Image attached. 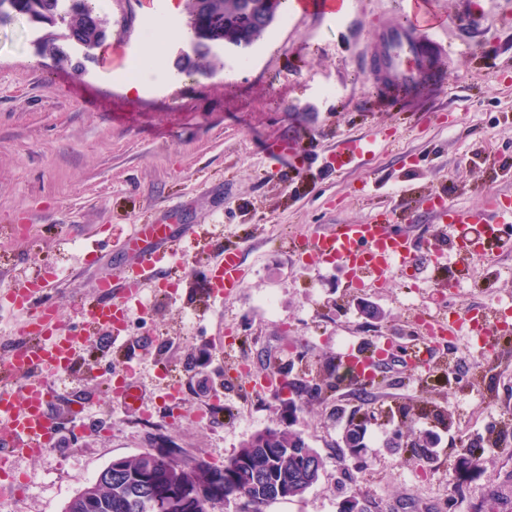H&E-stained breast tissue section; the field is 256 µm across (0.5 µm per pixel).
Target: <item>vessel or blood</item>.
Instances as JSON below:
<instances>
[{
  "mask_svg": "<svg viewBox=\"0 0 512 512\" xmlns=\"http://www.w3.org/2000/svg\"><path fill=\"white\" fill-rule=\"evenodd\" d=\"M299 10L317 8L326 16H338L347 10L349 0H296ZM437 20L425 0H406L402 22L381 28L375 49L366 64L374 93L396 87L404 91L437 85ZM498 224L512 223V210L498 214ZM454 224H477L488 237H495L498 224L484 223L480 213L455 212ZM130 262L127 278L130 292L121 296L104 295L89 310L90 322L111 328L117 318L129 317L139 303L138 286L156 278L160 269L175 256V242L163 224L137 226L133 235L120 246ZM304 252L319 262H339L352 268L356 286L366 280L383 281L392 273L413 266L414 247L407 235L390 231L388 224L376 219L362 224H339L315 234L305 242ZM213 287L230 294L241 288L244 277L239 253L228 249L224 259L209 271ZM48 279H41L9 295L10 303L25 313L28 331L22 341L11 343L7 364L0 366V437L6 457L35 456L52 446L56 425L50 413L52 392L47 374L61 373L82 349L83 336L63 327L47 293Z\"/></svg>",
  "mask_w": 512,
  "mask_h": 512,
  "instance_id": "obj_1",
  "label": "vessel or blood"
}]
</instances>
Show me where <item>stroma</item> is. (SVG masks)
Instances as JSON below:
<instances>
[{
  "mask_svg": "<svg viewBox=\"0 0 512 512\" xmlns=\"http://www.w3.org/2000/svg\"><path fill=\"white\" fill-rule=\"evenodd\" d=\"M165 6L106 0L104 46L70 44L61 61L37 53L49 27L22 15L0 24V294L50 278L62 322L88 332L68 375L48 378L55 444L13 459L31 483L20 493L0 481V512H63L113 459L146 450L220 468L268 428L300 432L325 466L302 497L264 512H339L355 493L369 512H512V434L482 448L477 466L460 445L512 420V336L473 369L460 363L467 339L431 338L419 323L512 300V250L485 240L462 256L464 227L430 205L492 224L512 204V0H431L446 77L410 103L373 93L365 73L376 30L400 19L403 0H354L338 18L277 16L250 46H215L205 75L176 66L191 50L180 16V36L160 46L169 81L128 93L119 75ZM370 134L379 151L350 160L347 146ZM382 216L445 262L425 254L355 288L346 266L304 257L314 233ZM138 224L178 235L162 271L175 290L142 285L143 308L116 345L88 329V306L99 280L122 282L126 256L113 244ZM228 248L241 253L245 285L219 297L207 271ZM414 273L431 286L412 296ZM380 336L397 348L415 340L426 371L393 363L366 395L337 383L341 352ZM128 366L136 410L112 402ZM244 366L336 391L292 404L254 396ZM173 384L184 392L174 408ZM216 396L221 423L199 425ZM353 410L368 419L356 457L343 440ZM473 412L482 422L459 434ZM144 414L153 426L140 425Z\"/></svg>",
  "mask_w": 512,
  "mask_h": 512,
  "instance_id": "stroma-1",
  "label": "stroma"
}]
</instances>
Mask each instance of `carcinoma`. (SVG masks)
Returning a JSON list of instances; mask_svg holds the SVG:
<instances>
[{
  "label": "carcinoma",
  "instance_id": "carcinoma-1",
  "mask_svg": "<svg viewBox=\"0 0 512 512\" xmlns=\"http://www.w3.org/2000/svg\"><path fill=\"white\" fill-rule=\"evenodd\" d=\"M0 0V23L13 15L31 20L53 16L65 24V38L94 49L101 16L93 0ZM281 5L269 9L265 0H210L190 28L195 58L178 67L204 75L212 47L253 44L273 23ZM324 467L321 455L301 433L268 428L256 433L221 470L192 466L177 454L146 450L133 458L112 460V474L95 478L68 502L65 512H213L230 499L243 500L241 512H264L279 500L303 495Z\"/></svg>",
  "mask_w": 512,
  "mask_h": 512
}]
</instances>
